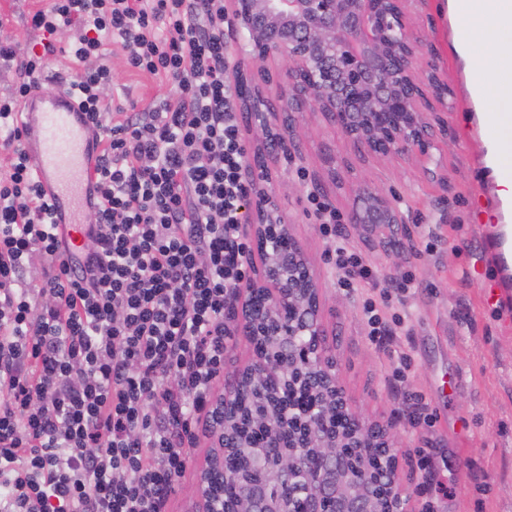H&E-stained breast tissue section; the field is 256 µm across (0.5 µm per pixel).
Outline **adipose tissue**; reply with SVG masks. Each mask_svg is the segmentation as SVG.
Instances as JSON below:
<instances>
[{
  "mask_svg": "<svg viewBox=\"0 0 512 512\" xmlns=\"http://www.w3.org/2000/svg\"><path fill=\"white\" fill-rule=\"evenodd\" d=\"M445 7L455 20L452 48L467 70L485 72L482 98L494 103L490 124L496 133L488 142L486 166L494 171L496 194L503 203H512V178L500 174L501 162L512 159V125L502 126L499 116L512 114V0H481L480 7L463 6L446 0ZM493 46L491 54L476 53V43Z\"/></svg>",
  "mask_w": 512,
  "mask_h": 512,
  "instance_id": "1",
  "label": "adipose tissue"
}]
</instances>
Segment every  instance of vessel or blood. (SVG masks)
<instances>
[{
  "label": "vessel or blood",
  "instance_id": "1",
  "mask_svg": "<svg viewBox=\"0 0 512 512\" xmlns=\"http://www.w3.org/2000/svg\"><path fill=\"white\" fill-rule=\"evenodd\" d=\"M36 177L58 224L82 225L96 186L94 139L73 100L62 92L34 91L21 108Z\"/></svg>",
  "mask_w": 512,
  "mask_h": 512
}]
</instances>
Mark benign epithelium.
<instances>
[{"instance_id": "1", "label": "benign epithelium", "mask_w": 512, "mask_h": 512, "mask_svg": "<svg viewBox=\"0 0 512 512\" xmlns=\"http://www.w3.org/2000/svg\"><path fill=\"white\" fill-rule=\"evenodd\" d=\"M423 0H229L226 12L241 52L257 73L235 72V87L254 148L243 165L249 188L244 231L253 242L251 275L231 290L225 321L251 347L249 361L224 379V396L209 424L212 451L199 469L193 512H409L398 478L367 464L391 453L390 426L367 425L340 385L315 278L280 209L272 166L294 148L293 130L279 121L288 108L320 112L360 156L415 159L431 179L441 178L443 148L428 113L448 106V87L423 61L412 33ZM277 61L278 81L264 63ZM277 86L273 104L257 83ZM347 223L404 224L396 196L368 183L360 187ZM288 326L269 324L283 310ZM281 398L284 388L313 397L306 423L297 408L288 425L270 431L235 469L224 455L237 447L231 426L242 399L256 388ZM264 464L267 481L252 472Z\"/></svg>"}]
</instances>
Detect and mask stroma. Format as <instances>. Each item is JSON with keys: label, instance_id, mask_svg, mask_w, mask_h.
Returning <instances> with one entry per match:
<instances>
[{"label": "stroma", "instance_id": "stroma-1", "mask_svg": "<svg viewBox=\"0 0 512 512\" xmlns=\"http://www.w3.org/2000/svg\"><path fill=\"white\" fill-rule=\"evenodd\" d=\"M442 0H425L415 31L448 86L445 183L423 179L412 164L361 158L318 112H297L298 149L275 172L278 202L320 288L328 344L346 395L367 422L394 424L399 476L422 486L418 512H512V267L502 253L507 224L486 174L485 131L451 49ZM48 0H10L0 13V40L39 46L27 30L29 12ZM104 48L116 80L112 105L139 108L171 98L160 79L127 70L111 36ZM367 180L395 193L405 221L369 230L346 223ZM331 201L348 249L371 272L345 287L328 258L329 244L308 209L311 181ZM373 300L384 322L402 316L394 335L372 340L364 313ZM408 356L410 368L399 359Z\"/></svg>", "mask_w": 512, "mask_h": 512}]
</instances>
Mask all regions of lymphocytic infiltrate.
<instances>
[{"label":"lymphocytic infiltrate","instance_id":"obj_1","mask_svg":"<svg viewBox=\"0 0 512 512\" xmlns=\"http://www.w3.org/2000/svg\"><path fill=\"white\" fill-rule=\"evenodd\" d=\"M40 49L0 41V512H166L224 374V308L250 251L247 149L225 74L224 0H51ZM70 30L68 90L101 143L83 241L50 221L17 105ZM172 98L108 104L103 36ZM310 203L337 268L368 276Z\"/></svg>","mask_w":512,"mask_h":512}]
</instances>
